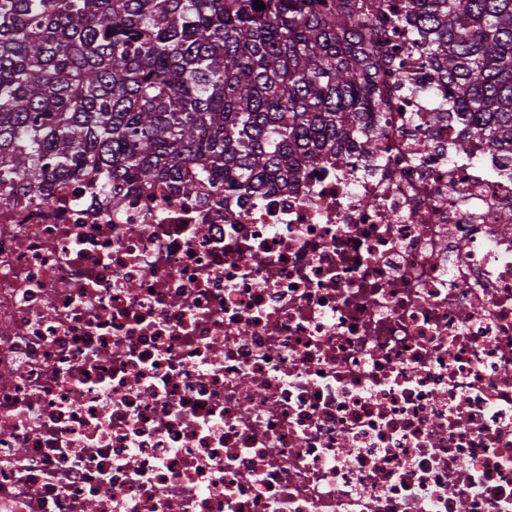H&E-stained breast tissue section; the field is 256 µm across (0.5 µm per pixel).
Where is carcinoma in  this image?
Returning <instances> with one entry per match:
<instances>
[{"label":"carcinoma","instance_id":"carcinoma-1","mask_svg":"<svg viewBox=\"0 0 512 512\" xmlns=\"http://www.w3.org/2000/svg\"><path fill=\"white\" fill-rule=\"evenodd\" d=\"M405 37L512 151V0H0V184L47 203L80 179L114 207L156 183L286 190L377 151Z\"/></svg>","mask_w":512,"mask_h":512}]
</instances>
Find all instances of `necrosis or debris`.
<instances>
[{"instance_id": "obj_1", "label": "necrosis or debris", "mask_w": 512, "mask_h": 512, "mask_svg": "<svg viewBox=\"0 0 512 512\" xmlns=\"http://www.w3.org/2000/svg\"><path fill=\"white\" fill-rule=\"evenodd\" d=\"M429 70L240 205L0 187V512H512V153Z\"/></svg>"}]
</instances>
